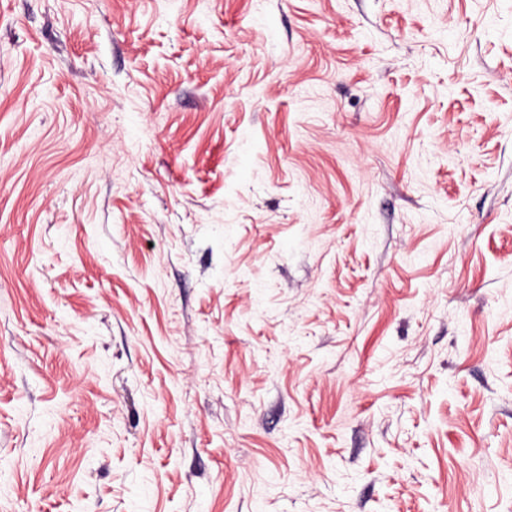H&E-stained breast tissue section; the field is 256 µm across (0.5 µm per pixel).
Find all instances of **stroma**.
<instances>
[{
	"label": "stroma",
	"instance_id": "obj_1",
	"mask_svg": "<svg viewBox=\"0 0 512 512\" xmlns=\"http://www.w3.org/2000/svg\"><path fill=\"white\" fill-rule=\"evenodd\" d=\"M0 512H512V0H0Z\"/></svg>",
	"mask_w": 512,
	"mask_h": 512
}]
</instances>
